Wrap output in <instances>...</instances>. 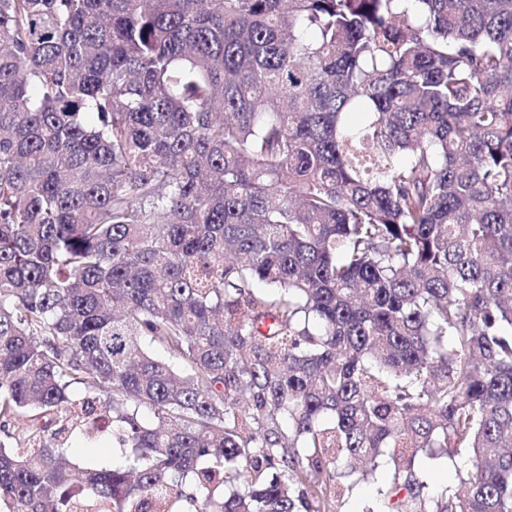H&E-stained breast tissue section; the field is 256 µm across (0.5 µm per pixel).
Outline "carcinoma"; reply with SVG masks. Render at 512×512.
I'll return each instance as SVG.
<instances>
[{"label": "carcinoma", "instance_id": "obj_1", "mask_svg": "<svg viewBox=\"0 0 512 512\" xmlns=\"http://www.w3.org/2000/svg\"><path fill=\"white\" fill-rule=\"evenodd\" d=\"M0 420V512H512V0H0ZM109 436L108 440L101 444L98 450L75 448L71 450V455L75 462L82 466L95 465L107 462L112 459V440ZM419 465L429 474L432 490H438L450 484L454 477V469L446 460H429L421 458ZM368 507L375 508V491L373 485H363L351 497L346 498L341 511L361 512Z\"/></svg>", "mask_w": 512, "mask_h": 512}]
</instances>
